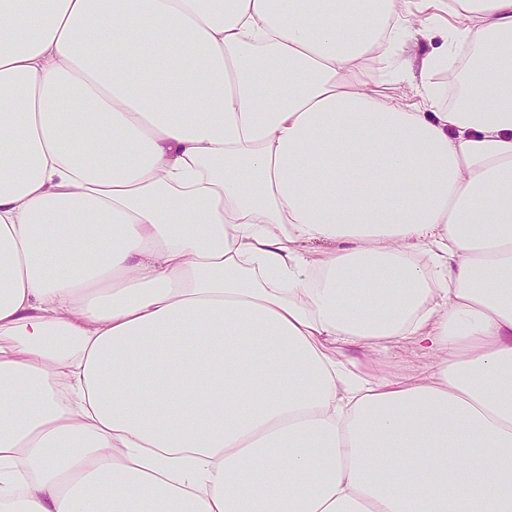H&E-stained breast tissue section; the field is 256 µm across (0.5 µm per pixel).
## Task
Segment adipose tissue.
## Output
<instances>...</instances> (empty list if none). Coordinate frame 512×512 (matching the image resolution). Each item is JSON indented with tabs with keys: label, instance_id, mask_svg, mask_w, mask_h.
<instances>
[{
	"label": "adipose tissue",
	"instance_id": "adipose-tissue-1",
	"mask_svg": "<svg viewBox=\"0 0 512 512\" xmlns=\"http://www.w3.org/2000/svg\"><path fill=\"white\" fill-rule=\"evenodd\" d=\"M508 68L512 0H0V512H512ZM460 72H461V64L459 69L456 72L449 73L445 72L439 75L438 80L441 87V100L440 106L443 109H447L448 105H451L454 102V99L461 88L460 85ZM348 361L359 364L368 375H375L383 367L382 362L392 366L393 371L405 374L422 375L429 370L432 357L423 355L411 340L392 345L388 352L378 355L359 347H344L339 354Z\"/></svg>",
	"mask_w": 512,
	"mask_h": 512
}]
</instances>
